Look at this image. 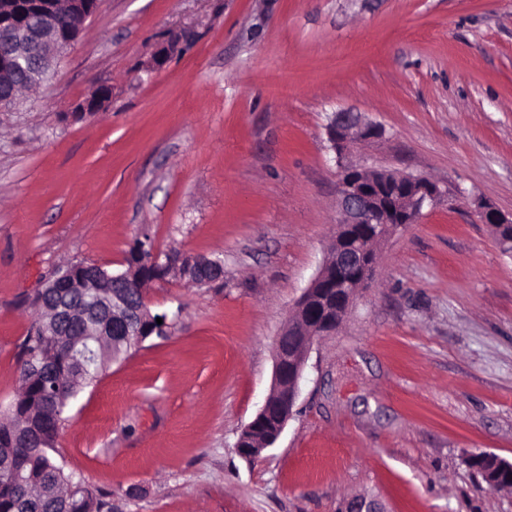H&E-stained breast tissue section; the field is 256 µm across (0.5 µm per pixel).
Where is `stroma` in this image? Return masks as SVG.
Here are the masks:
<instances>
[{"instance_id":"35a3bbf8","label":"stroma","mask_w":512,"mask_h":512,"mask_svg":"<svg viewBox=\"0 0 512 512\" xmlns=\"http://www.w3.org/2000/svg\"><path fill=\"white\" fill-rule=\"evenodd\" d=\"M106 107L68 112L100 85ZM382 129L353 163L444 191L379 244L371 279L307 362L294 415L235 450L273 344L336 238L327 127ZM512 0H104L52 79L0 112V411L27 302L57 266L154 250L220 260L146 290L166 316L65 412L57 458L112 512H512L467 464L512 461ZM475 212L479 217V220L483 224H490L493 227H497L499 231L504 232L505 234L512 233V214L506 216L498 211L495 207H493L487 201H483L481 199L475 201ZM494 233L496 236L497 244L499 245L501 251L503 253H512V241L511 243H506L502 239H506V235L504 233H499L494 229ZM165 265L185 266L178 268V275L181 280L197 286L208 283L211 278L219 277L223 272V267L205 256H193L188 263H184V257L169 254L165 258Z\"/></svg>"}]
</instances>
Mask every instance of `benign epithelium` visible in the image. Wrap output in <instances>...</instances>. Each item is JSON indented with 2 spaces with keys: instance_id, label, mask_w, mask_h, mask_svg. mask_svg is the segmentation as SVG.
I'll list each match as a JSON object with an SVG mask.
<instances>
[{
  "instance_id": "obj_1",
  "label": "benign epithelium",
  "mask_w": 512,
  "mask_h": 512,
  "mask_svg": "<svg viewBox=\"0 0 512 512\" xmlns=\"http://www.w3.org/2000/svg\"><path fill=\"white\" fill-rule=\"evenodd\" d=\"M103 0H69L68 6L82 26L102 7ZM76 30H63L57 23L56 0H0V68L24 73L33 85L45 82L57 62L76 40ZM111 98L103 87L95 98H87L69 113L79 120L102 109ZM379 128L362 119L358 112H338L328 127L332 149L340 160L337 233L327 260L300 297L294 317L286 331L295 336L288 347L282 337L274 342L272 385L264 403L242 429L235 444L238 454L256 460L272 447L293 417L300 382L314 342L336 331L361 288L369 280L376 261L377 246L395 227L415 223L425 203L443 196L440 187L428 178L366 169L344 161L351 148L379 135ZM475 212L484 224L506 234L512 233V216H506L481 199ZM165 264L178 266L181 280L202 286L223 272L216 261L194 256L189 262L168 255ZM98 280L96 270L83 264H71L57 270L54 279L43 282L44 293L77 281ZM106 321L126 329V336L142 341L166 329L156 322L146 297L136 298L123 292L112 293L104 304ZM81 318L78 304H58L49 310L47 324L53 334L68 331ZM486 460L495 473L490 484L512 474V462L494 454ZM342 512H383L376 499L362 495L347 501Z\"/></svg>"
}]
</instances>
